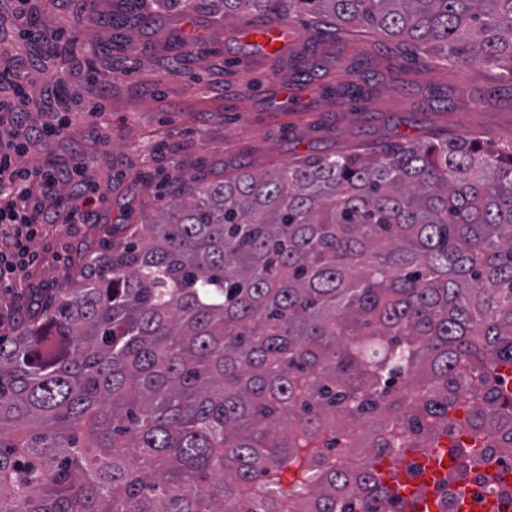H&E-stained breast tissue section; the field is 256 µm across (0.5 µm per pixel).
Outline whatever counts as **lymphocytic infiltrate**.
I'll use <instances>...</instances> for the list:
<instances>
[{
	"label": "lymphocytic infiltrate",
	"instance_id": "f902f5d3",
	"mask_svg": "<svg viewBox=\"0 0 512 512\" xmlns=\"http://www.w3.org/2000/svg\"><path fill=\"white\" fill-rule=\"evenodd\" d=\"M21 2V8L0 12V30L19 33L18 39L0 41V86H8L14 95L13 100H0V281L22 265L38 225L71 228L89 218L100 199L82 157L64 165L32 168L21 162L31 145L68 137L78 120L63 79L55 81L56 107L49 111L32 91L27 72L18 66L27 51L23 37L30 0Z\"/></svg>",
	"mask_w": 512,
	"mask_h": 512
}]
</instances>
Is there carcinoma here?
I'll list each match as a JSON object with an SVG mask.
<instances>
[{
	"mask_svg": "<svg viewBox=\"0 0 512 512\" xmlns=\"http://www.w3.org/2000/svg\"><path fill=\"white\" fill-rule=\"evenodd\" d=\"M218 6L369 27L512 81V0ZM171 183L67 287L0 311V512H392L374 466L325 436L512 414L476 386L512 368V153L404 139Z\"/></svg>",
	"mask_w": 512,
	"mask_h": 512,
	"instance_id": "1",
	"label": "carcinoma"
}]
</instances>
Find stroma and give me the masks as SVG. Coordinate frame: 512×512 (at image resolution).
<instances>
[{
  "label": "stroma",
  "mask_w": 512,
  "mask_h": 512,
  "mask_svg": "<svg viewBox=\"0 0 512 512\" xmlns=\"http://www.w3.org/2000/svg\"><path fill=\"white\" fill-rule=\"evenodd\" d=\"M197 2L177 12L147 0V28L107 23L126 0H105L99 12L58 0L35 12L37 92L52 102L47 74L63 70L79 109L103 106L109 134L95 142L82 119L71 138L32 146L22 159L35 166L82 152L104 195L89 223L66 234L42 226L32 244L36 287H64L85 247L111 242L112 225L152 214L177 172L217 180L401 138L472 134L493 150L512 146V84L497 70L418 58L375 31H336L308 15L289 20L272 67L249 46L243 20ZM61 27L79 33L76 48L58 38Z\"/></svg>",
  "instance_id": "obj_1"
}]
</instances>
